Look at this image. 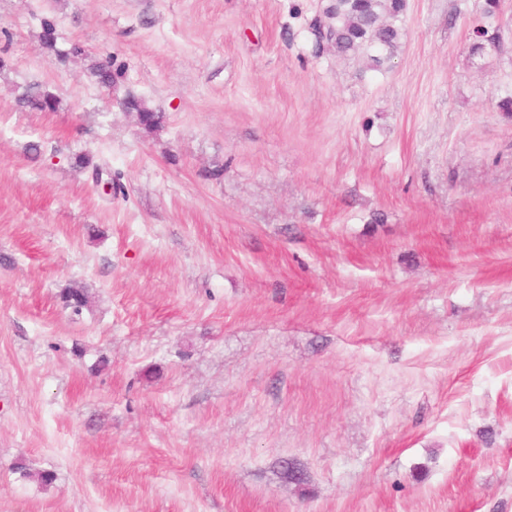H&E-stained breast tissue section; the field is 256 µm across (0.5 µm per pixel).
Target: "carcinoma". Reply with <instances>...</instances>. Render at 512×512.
<instances>
[{"instance_id":"carcinoma-1","label":"carcinoma","mask_w":512,"mask_h":512,"mask_svg":"<svg viewBox=\"0 0 512 512\" xmlns=\"http://www.w3.org/2000/svg\"><path fill=\"white\" fill-rule=\"evenodd\" d=\"M406 8V0H327L322 11L311 22V33L318 52L332 51L338 55L373 50L386 55L375 56L380 66L398 48L397 22ZM22 107L40 112H54L59 101L55 95L34 86L17 96ZM64 305L78 312L87 304V294L81 288H67L61 293Z\"/></svg>"}]
</instances>
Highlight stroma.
Instances as JSON below:
<instances>
[{
	"label": "stroma",
	"instance_id": "1",
	"mask_svg": "<svg viewBox=\"0 0 512 512\" xmlns=\"http://www.w3.org/2000/svg\"><path fill=\"white\" fill-rule=\"evenodd\" d=\"M325 2L0 0V512H512V0ZM311 22L316 51L337 55L351 52L385 51L371 56L377 66L390 59L398 48L397 22L406 8L405 0H328ZM17 102L22 107H31L40 112H54L59 106V101L55 95L34 86L27 87L19 94Z\"/></svg>",
	"mask_w": 512,
	"mask_h": 512
}]
</instances>
